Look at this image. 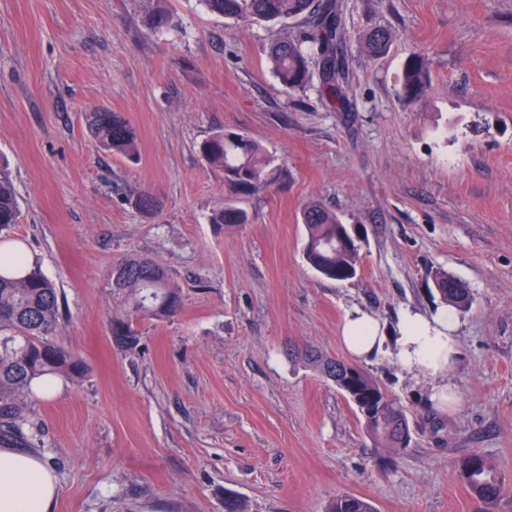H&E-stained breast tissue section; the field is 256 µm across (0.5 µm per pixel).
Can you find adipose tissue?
<instances>
[{"instance_id":"obj_1","label":"adipose tissue","mask_w":512,"mask_h":512,"mask_svg":"<svg viewBox=\"0 0 512 512\" xmlns=\"http://www.w3.org/2000/svg\"><path fill=\"white\" fill-rule=\"evenodd\" d=\"M455 329L454 315L445 307L431 314L405 310L392 330L355 311L343 322L341 341L357 358L390 350L404 371L438 375L456 353ZM58 495L57 478L37 452L0 448V512H53Z\"/></svg>"}]
</instances>
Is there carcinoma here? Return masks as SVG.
Masks as SVG:
<instances>
[{"instance_id":"1","label":"carcinoma","mask_w":512,"mask_h":512,"mask_svg":"<svg viewBox=\"0 0 512 512\" xmlns=\"http://www.w3.org/2000/svg\"><path fill=\"white\" fill-rule=\"evenodd\" d=\"M211 12L246 24L305 21L307 26L294 35L272 43L268 59L272 72L286 90H305L313 78L332 108L349 107L347 87L353 52L343 32L337 0H201ZM394 34L375 28L362 35L358 50L377 56L387 52ZM429 71L424 56L412 53L403 65L401 95L418 99ZM86 129L106 152L130 161L140 158L136 130L116 112L99 107L83 114ZM205 160L224 172V182L244 192L260 190L276 180L275 159L250 136L220 129L200 144ZM132 204L142 214L153 213L158 203L148 191L137 193ZM20 218L18 195L9 171L0 163V232H8ZM248 221L247 211L226 202L210 216V223L235 227ZM306 262L326 279L344 282L357 277L362 239L352 225L342 222L333 211L313 201L301 212ZM439 299L462 312L470 304L466 285L444 271L432 274ZM112 287L122 295V307L110 317L112 343L118 349H133L139 341L138 323L176 317L181 310V290L169 272L154 259L131 256L112 270ZM60 318L59 291L38 267L27 265L12 251L0 256V448H36L33 424L27 415L32 383L40 377L58 376L75 386L83 383L86 366L53 336ZM302 356L324 377L336 375V359L315 350ZM351 385L341 392L355 406L368 434L382 447L398 452L410 446L412 432L405 411L397 399L353 363ZM460 476L470 492L490 505L512 493L487 458L478 452L464 457ZM328 512H376L368 499L342 493L331 502Z\"/></svg>"}]
</instances>
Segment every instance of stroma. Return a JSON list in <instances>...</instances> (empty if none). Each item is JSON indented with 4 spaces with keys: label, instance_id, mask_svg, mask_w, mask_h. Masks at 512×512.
I'll return each instance as SVG.
<instances>
[{
    "label": "stroma",
    "instance_id": "stroma-1",
    "mask_svg": "<svg viewBox=\"0 0 512 512\" xmlns=\"http://www.w3.org/2000/svg\"><path fill=\"white\" fill-rule=\"evenodd\" d=\"M0 0V154L11 162L23 241L59 290L56 340L84 360L82 386L28 398L60 496L54 512H325L336 495L377 512H512L465 486L476 451L512 483V0H343L346 35L395 32L390 50L356 53L331 108L317 86L285 93L270 44L299 25H244L200 0ZM430 82L407 104L406 57ZM105 105L136 129L138 162L98 150L82 115ZM227 129L260 141L278 180L233 191L199 145ZM139 190L160 207L130 204ZM319 201L363 244L355 279L320 276L303 257L302 207ZM232 201L246 224L221 229ZM157 259L179 284L170 320L140 323L118 350L113 266ZM464 281L457 354L446 377L411 376L388 355L360 366L403 405L412 442L381 448L335 384L289 357L291 345L340 359L345 316L394 326L439 306L429 274ZM247 221V211L235 202L224 203V207L216 209L210 216L211 224L224 225V227L239 226L246 224Z\"/></svg>",
    "mask_w": 512,
    "mask_h": 512
}]
</instances>
